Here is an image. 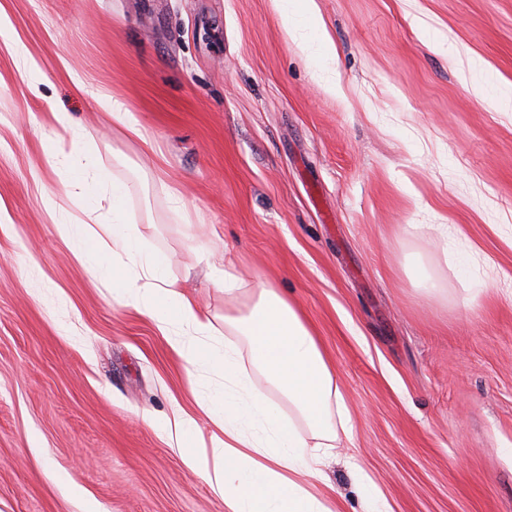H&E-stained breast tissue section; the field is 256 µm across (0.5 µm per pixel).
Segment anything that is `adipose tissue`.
I'll return each mask as SVG.
<instances>
[{
	"label": "adipose tissue",
	"mask_w": 512,
	"mask_h": 512,
	"mask_svg": "<svg viewBox=\"0 0 512 512\" xmlns=\"http://www.w3.org/2000/svg\"><path fill=\"white\" fill-rule=\"evenodd\" d=\"M76 257L109 280L116 296L156 320L173 352L190 367L223 379L198 403L160 420L183 462L224 502V512H334L314 490L327 453L351 439V416L335 372L299 307L261 286L249 313L225 314L223 345L211 343L212 319L150 255L120 203L101 231L75 233ZM138 266L142 279L129 275ZM212 426L198 433V417Z\"/></svg>",
	"instance_id": "adipose-tissue-1"
}]
</instances>
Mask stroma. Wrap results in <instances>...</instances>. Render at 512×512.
Masks as SVG:
<instances>
[{
  "label": "stroma",
  "mask_w": 512,
  "mask_h": 512,
  "mask_svg": "<svg viewBox=\"0 0 512 512\" xmlns=\"http://www.w3.org/2000/svg\"><path fill=\"white\" fill-rule=\"evenodd\" d=\"M315 4L335 58L273 0H0V512H224L155 427L220 376L59 232L111 217L97 171L216 328L261 284L300 307L350 411L341 512L362 472L394 512H512V0ZM96 101L101 105L105 112L112 116V121L121 125L134 135H138L139 130L131 125L126 120L127 112L123 110V105L117 100L112 99L107 95H97Z\"/></svg>",
  "instance_id": "obj_1"
}]
</instances>
